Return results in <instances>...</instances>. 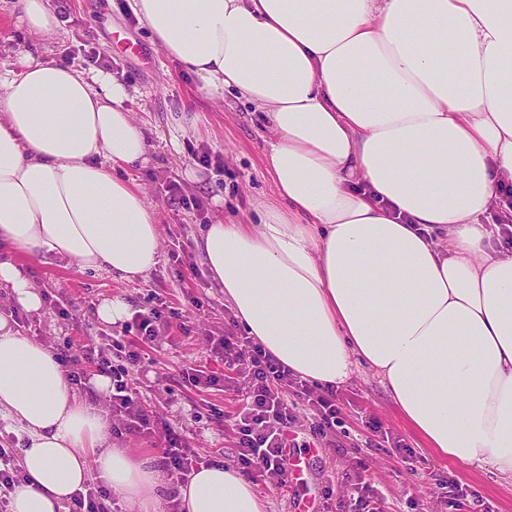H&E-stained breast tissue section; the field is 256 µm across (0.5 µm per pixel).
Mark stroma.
<instances>
[{
	"mask_svg": "<svg viewBox=\"0 0 512 512\" xmlns=\"http://www.w3.org/2000/svg\"><path fill=\"white\" fill-rule=\"evenodd\" d=\"M67 8L68 18L45 44L50 58L85 71L110 64L111 74L136 90L129 104L133 118L151 129L148 163L118 173L138 185L157 212L160 260L145 278L126 283L50 256L30 265L44 295L43 314L14 312L1 291L0 313L17 314L21 332L46 341L53 351L91 341L120 365L126 358L118 346L132 335L101 322L98 305L117 297L136 312L164 300L172 326L148 352L140 396L154 412L157 433L173 429L191 438L201 456L235 463L230 417L240 405L236 392L193 386L182 368L192 363L223 375L224 364L212 355L208 339L242 330L223 291L207 277L196 240L204 225L218 220L258 223L259 205L272 193L263 165L272 137L268 118L236 92H199L193 78L154 43L130 0H67ZM87 40L106 52V61L80 52ZM204 155L209 164L201 163ZM173 185L184 196L201 198L202 207L174 203ZM66 298L73 305L62 315L57 308ZM285 395L295 417L290 435L309 465L303 487L257 485L266 512H294L302 492L312 497L315 512H349L352 491L343 477L359 470L375 492L379 512H512V484L492 471L464 469L431 455L403 422L381 377L366 365L355 364L350 379L337 388L339 422L331 430H314L299 389L288 388ZM458 484L468 487L469 495L456 496Z\"/></svg>",
	"mask_w": 512,
	"mask_h": 512,
	"instance_id": "stroma-1",
	"label": "stroma"
}]
</instances>
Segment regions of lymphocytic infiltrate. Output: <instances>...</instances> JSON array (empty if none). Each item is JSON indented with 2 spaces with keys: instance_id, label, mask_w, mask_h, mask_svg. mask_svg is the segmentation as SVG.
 <instances>
[{
  "instance_id": "f902f5d3",
  "label": "lymphocytic infiltrate",
  "mask_w": 512,
  "mask_h": 512,
  "mask_svg": "<svg viewBox=\"0 0 512 512\" xmlns=\"http://www.w3.org/2000/svg\"><path fill=\"white\" fill-rule=\"evenodd\" d=\"M133 324L137 335L125 364L110 365L89 343L77 346L75 352L61 353L60 360L69 368L87 362L95 365L97 371L111 375L113 415L122 418L125 431L151 436L155 433V420L141 404L133 369L140 365L143 352L154 347L160 330L169 328L170 323L157 305L136 313ZM212 352L223 360L225 369L234 373L232 388L242 395L241 406L233 416L239 465L244 471L256 473L271 487L284 486L292 415L281 389L287 385L302 389L305 381L293 377L247 335L227 333L215 338ZM159 447L162 463L174 483L187 482L202 462L189 438L176 433L166 432Z\"/></svg>"
}]
</instances>
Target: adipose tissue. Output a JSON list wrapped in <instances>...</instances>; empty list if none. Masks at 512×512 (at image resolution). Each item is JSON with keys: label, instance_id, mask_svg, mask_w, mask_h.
Listing matches in <instances>:
<instances>
[{"label": "adipose tissue", "instance_id": "adipose-tissue-1", "mask_svg": "<svg viewBox=\"0 0 512 512\" xmlns=\"http://www.w3.org/2000/svg\"><path fill=\"white\" fill-rule=\"evenodd\" d=\"M211 95L266 113L273 194L256 224L208 225L201 260L247 334L303 380L355 361L444 461L512 481V254L490 216L512 184V0H132ZM48 38L53 0H14ZM111 74L0 63V289L41 314L23 260L123 281L160 258L156 215L113 172L149 135ZM0 413L26 435L11 512H61L88 480L160 512L157 457L112 444L56 355L0 315ZM183 512H265L234 465L200 466Z\"/></svg>", "mask_w": 512, "mask_h": 512}]
</instances>
